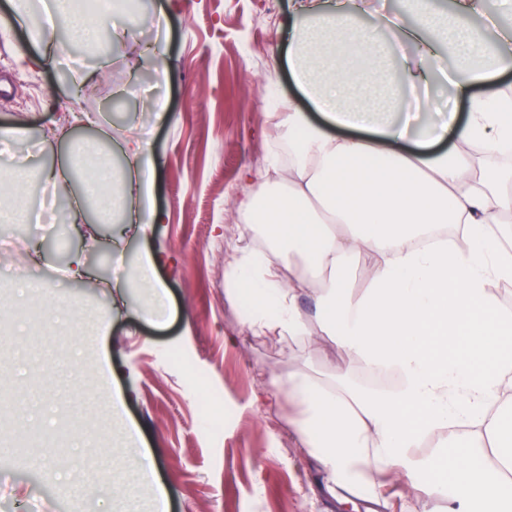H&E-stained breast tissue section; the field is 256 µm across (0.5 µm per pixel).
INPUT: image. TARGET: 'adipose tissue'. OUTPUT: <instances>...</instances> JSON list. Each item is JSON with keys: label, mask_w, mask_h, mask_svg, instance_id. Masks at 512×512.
Instances as JSON below:
<instances>
[{"label": "adipose tissue", "mask_w": 512, "mask_h": 512, "mask_svg": "<svg viewBox=\"0 0 512 512\" xmlns=\"http://www.w3.org/2000/svg\"><path fill=\"white\" fill-rule=\"evenodd\" d=\"M481 0H463L456 16L418 0L419 21L405 35L417 47L406 60L398 99L383 88L393 78L384 48L358 25L365 10H326L319 0H290L286 58L292 78L322 123L306 113L283 120L288 162L272 160L242 206L260 247L238 249L224 274V295L249 288L246 316L253 335L295 342L320 328L344 355L365 368H388L396 387L365 390L351 379L328 385L291 372L274 378L289 402L304 405L297 423L328 489L359 497L383 494L382 478L399 479L420 466L417 448L432 433L463 428L466 443L450 469L433 461L421 487L420 512H434L435 495L450 493L448 512L512 496L500 484L512 472V311L500 284L512 283V170L490 172L478 154L512 150V94L498 77L512 69V27L474 25L466 18ZM459 61L445 74L450 100H463V120L432 116L423 62L433 42ZM128 171L98 166L84 177L75 218L93 207L100 222L121 215L130 224H157L152 207L154 165L145 144L125 140ZM455 225L461 250L425 246L438 229ZM366 285H349L357 263ZM315 289L307 316L296 295Z\"/></svg>", "instance_id": "obj_1"}]
</instances>
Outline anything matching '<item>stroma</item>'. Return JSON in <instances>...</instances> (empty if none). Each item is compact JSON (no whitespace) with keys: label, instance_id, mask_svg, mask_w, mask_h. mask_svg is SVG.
Listing matches in <instances>:
<instances>
[{"label":"stroma","instance_id":"35a3bbf8","mask_svg":"<svg viewBox=\"0 0 512 512\" xmlns=\"http://www.w3.org/2000/svg\"><path fill=\"white\" fill-rule=\"evenodd\" d=\"M289 0H138L136 30L142 45L166 49L167 76L135 68L128 48L93 56L81 39L57 24L45 0L34 24L54 29L61 49L48 64L42 48L15 23L23 0H0V170L14 158L35 168L62 163L78 147L95 146L120 168L119 144L143 137L159 166L155 206L161 223L112 250V225L75 224L71 209L81 189L72 181L52 191L37 178L0 205L21 202L29 224H1L0 237V512H117L125 471L146 455L154 477L138 485L146 512L163 489L169 512H342L295 432L300 407L272 386L288 370L332 380L356 361L337 355L325 336L292 345L252 335L243 307L224 297V261L249 245L238 208L250 192L244 173L260 174L280 135L268 117L308 111L283 58ZM29 62H21V55ZM90 74L91 99L70 96L74 77ZM167 113L157 120L155 100ZM88 114L72 127L69 111ZM53 202L56 226L41 224ZM159 259L157 276L170 307L147 320L152 300L143 289L117 293L115 283L145 254ZM92 281L70 278L73 256ZM39 281L38 294L24 293ZM62 301L80 323L30 329V307ZM103 330L98 349H85L80 325ZM223 396L221 433L204 398ZM123 409L113 418L110 403ZM136 431L128 444L124 429ZM53 437L50 448L19 450L22 435Z\"/></svg>","mask_w":512,"mask_h":512}]
</instances>
